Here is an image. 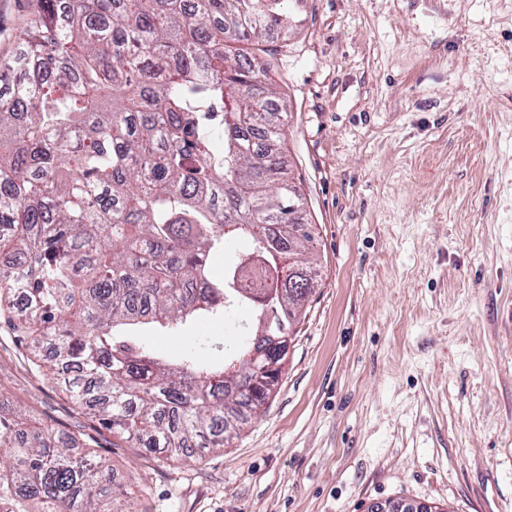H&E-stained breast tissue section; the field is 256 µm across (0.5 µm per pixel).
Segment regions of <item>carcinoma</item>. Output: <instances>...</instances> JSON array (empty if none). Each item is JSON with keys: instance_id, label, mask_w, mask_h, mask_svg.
I'll list each match as a JSON object with an SVG mask.
<instances>
[{"instance_id": "carcinoma-1", "label": "carcinoma", "mask_w": 512, "mask_h": 512, "mask_svg": "<svg viewBox=\"0 0 512 512\" xmlns=\"http://www.w3.org/2000/svg\"><path fill=\"white\" fill-rule=\"evenodd\" d=\"M284 0H39L0 58V319L98 424L176 460L264 404L262 336L315 288L314 230L282 155L280 94L227 47L288 27ZM251 247L212 276L215 248ZM246 309L220 366L157 356L144 325ZM96 438L0 392V512H137Z\"/></svg>"}]
</instances>
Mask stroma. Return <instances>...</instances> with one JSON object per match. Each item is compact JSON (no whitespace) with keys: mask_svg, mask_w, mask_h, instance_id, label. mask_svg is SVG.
<instances>
[{"mask_svg":"<svg viewBox=\"0 0 512 512\" xmlns=\"http://www.w3.org/2000/svg\"><path fill=\"white\" fill-rule=\"evenodd\" d=\"M37 0H0V57ZM261 60L318 285L265 406L172 461L99 427L0 323V392L97 438L137 512H512V0H286ZM245 314L171 333L223 357Z\"/></svg>","mask_w":512,"mask_h":512,"instance_id":"1","label":"stroma"}]
</instances>
